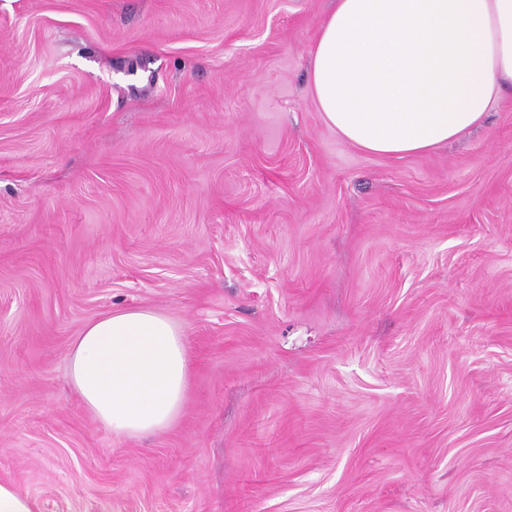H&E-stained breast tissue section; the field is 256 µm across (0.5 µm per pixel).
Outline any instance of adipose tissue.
<instances>
[{
	"label": "adipose tissue",
	"instance_id": "adipose-tissue-1",
	"mask_svg": "<svg viewBox=\"0 0 512 512\" xmlns=\"http://www.w3.org/2000/svg\"><path fill=\"white\" fill-rule=\"evenodd\" d=\"M325 123L371 154L401 159L482 125L512 91V0H333L309 52ZM179 325L150 309L89 322L70 382L117 436H146L180 413L188 385Z\"/></svg>",
	"mask_w": 512,
	"mask_h": 512
}]
</instances>
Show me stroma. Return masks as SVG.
Wrapping results in <instances>:
<instances>
[{
    "label": "stroma",
    "instance_id": "35a3bbf8",
    "mask_svg": "<svg viewBox=\"0 0 512 512\" xmlns=\"http://www.w3.org/2000/svg\"><path fill=\"white\" fill-rule=\"evenodd\" d=\"M332 0H0V482L39 512H512V97L394 159L325 123ZM181 327L176 421L68 384ZM68 360L85 408L114 435H150L180 413L189 374L186 342L162 313L122 310L89 322Z\"/></svg>",
    "mask_w": 512,
    "mask_h": 512
}]
</instances>
